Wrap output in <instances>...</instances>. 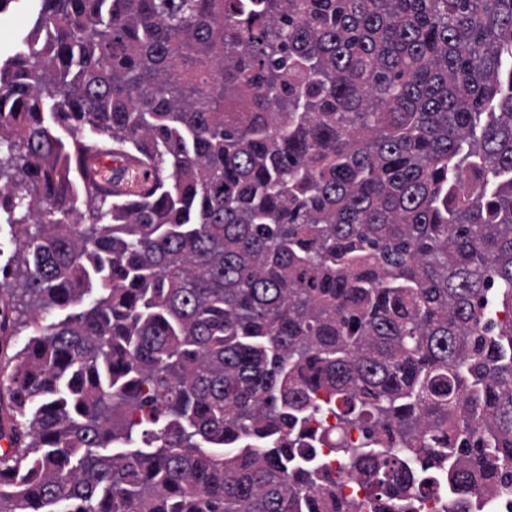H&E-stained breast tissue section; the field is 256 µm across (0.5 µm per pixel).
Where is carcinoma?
<instances>
[{
	"mask_svg": "<svg viewBox=\"0 0 512 512\" xmlns=\"http://www.w3.org/2000/svg\"><path fill=\"white\" fill-rule=\"evenodd\" d=\"M0 211V336L48 321L0 512H467L512 478V0H40ZM316 408L364 431L331 451L365 499ZM328 466L329 474L336 485V490L344 495L351 494L353 488L357 485V481L348 465L334 459L329 461Z\"/></svg>",
	"mask_w": 512,
	"mask_h": 512,
	"instance_id": "obj_1",
	"label": "carcinoma"
}]
</instances>
